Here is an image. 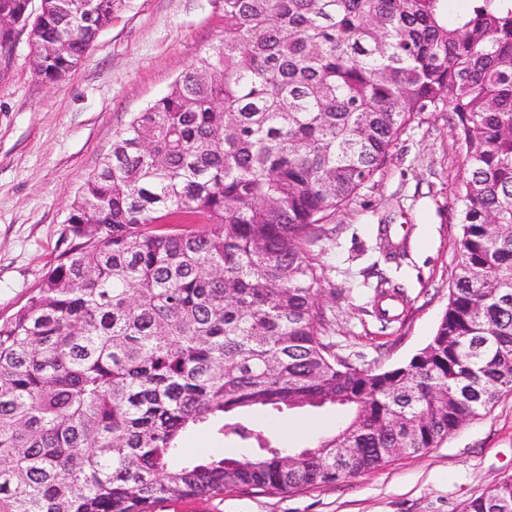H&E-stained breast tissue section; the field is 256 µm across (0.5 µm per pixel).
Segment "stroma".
Returning <instances> with one entry per match:
<instances>
[{"mask_svg":"<svg viewBox=\"0 0 512 512\" xmlns=\"http://www.w3.org/2000/svg\"><path fill=\"white\" fill-rule=\"evenodd\" d=\"M224 31L222 0H114L81 66L61 84L34 75L22 39L0 83V318L24 303L67 248L75 193L110 151L130 113L163 97ZM464 152L444 112L411 117L386 162L335 214L318 260L325 334L339 354L371 370L404 362L431 339L459 260L453 203ZM402 292L383 321L374 289ZM277 441L308 446L343 413L325 406L254 414ZM512 478V394L420 455L395 454L379 469L286 494L232 489L214 499L166 503L161 512H463Z\"/></svg>","mask_w":512,"mask_h":512,"instance_id":"35a3bbf8","label":"stroma"}]
</instances>
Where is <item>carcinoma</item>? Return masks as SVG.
<instances>
[{"mask_svg":"<svg viewBox=\"0 0 512 512\" xmlns=\"http://www.w3.org/2000/svg\"><path fill=\"white\" fill-rule=\"evenodd\" d=\"M30 20L59 84L112 0ZM224 0V33L131 115L70 205V246L0 321V512H159L229 488L286 494L421 454L512 392V0ZM26 0L0 13L28 18ZM420 112L465 156L447 308L384 371L325 341L314 247ZM339 406L305 448L243 423ZM206 432L220 448L183 444ZM343 448L356 452L344 454ZM464 512H512V480Z\"/></svg>","mask_w":512,"mask_h":512,"instance_id":"carcinoma-1","label":"carcinoma"}]
</instances>
